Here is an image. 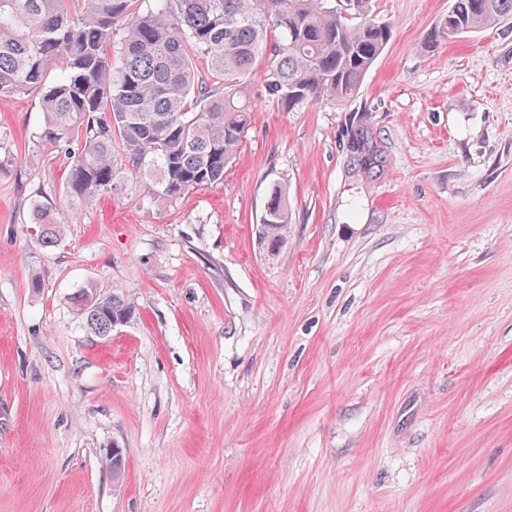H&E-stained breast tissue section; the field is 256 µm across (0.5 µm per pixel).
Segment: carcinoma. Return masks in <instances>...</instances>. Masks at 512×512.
Wrapping results in <instances>:
<instances>
[{
  "mask_svg": "<svg viewBox=\"0 0 512 512\" xmlns=\"http://www.w3.org/2000/svg\"><path fill=\"white\" fill-rule=\"evenodd\" d=\"M350 2L344 10L332 0H149L139 11L134 0H0V99L39 96V138L70 159V206L117 191L128 171L149 202L167 204L224 181L250 124L256 70L264 69L269 99L288 111L358 94L391 29L370 18L371 0ZM511 21L512 0H453L426 43ZM201 61L218 86L200 81ZM347 152L358 172H380L364 115L350 124ZM267 204L263 240L275 256L289 224L285 193L272 190ZM32 217L40 245L54 246L62 226L49 208L33 202ZM70 303L96 336L110 335L113 321L133 311L94 284Z\"/></svg>",
  "mask_w": 512,
  "mask_h": 512,
  "instance_id": "obj_1",
  "label": "carcinoma"
}]
</instances>
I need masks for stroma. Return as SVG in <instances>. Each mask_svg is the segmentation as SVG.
Wrapping results in <instances>:
<instances>
[{"mask_svg":"<svg viewBox=\"0 0 512 512\" xmlns=\"http://www.w3.org/2000/svg\"><path fill=\"white\" fill-rule=\"evenodd\" d=\"M451 4L372 0L351 101L287 112L254 74L223 183L165 205L130 178L72 210L38 95L0 100V512H512V24L427 46ZM90 283L135 305L110 335ZM347 152L349 164L355 170L372 178L383 168L384 161L367 124L366 116H355L347 129ZM266 203L269 206L270 214L267 216L268 222L265 223L267 224L265 231V224H263L266 221L265 214L262 217L261 239L264 240L267 253L276 256L284 242L289 224L288 202L285 193L277 188L272 190ZM32 217L34 224H39L38 226L41 229L38 236L40 245L45 248L55 246L54 244L59 241L63 230L61 225L53 222L49 208L39 201H34L32 204ZM69 299L72 307L84 319L89 332L97 336L110 335L113 321L127 320L134 309L123 297L101 294L96 284L77 290Z\"/></svg>","mask_w":512,"mask_h":512,"instance_id":"stroma-1","label":"stroma"}]
</instances>
